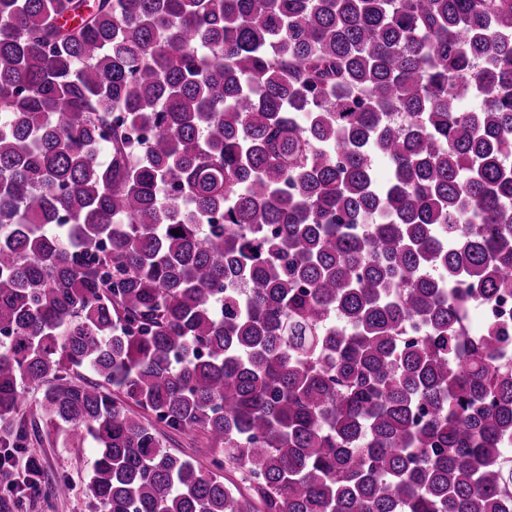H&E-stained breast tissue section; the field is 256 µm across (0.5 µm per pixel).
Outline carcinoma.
Instances as JSON below:
<instances>
[{
    "mask_svg": "<svg viewBox=\"0 0 512 512\" xmlns=\"http://www.w3.org/2000/svg\"><path fill=\"white\" fill-rule=\"evenodd\" d=\"M509 159L512 0H0V463L64 428L100 512H512L468 307ZM171 436L172 440L168 443L170 450L182 454L185 457H190L203 466L209 465L211 456L208 448H203L200 443L195 444L188 437L183 435L172 434Z\"/></svg>",
    "mask_w": 512,
    "mask_h": 512,
    "instance_id": "obj_1",
    "label": "carcinoma"
}]
</instances>
